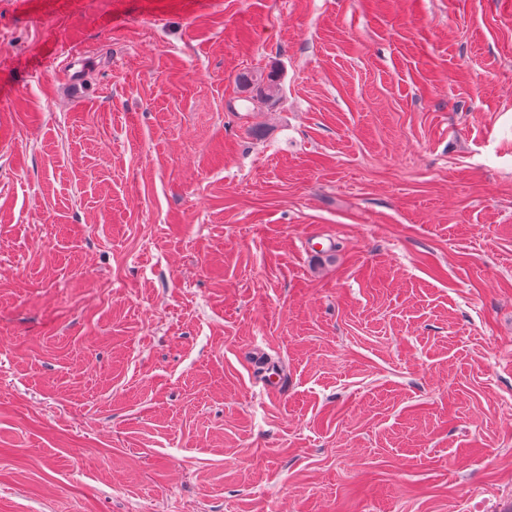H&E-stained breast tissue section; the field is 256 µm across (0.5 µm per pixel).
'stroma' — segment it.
<instances>
[{
    "label": "stroma",
    "instance_id": "obj_1",
    "mask_svg": "<svg viewBox=\"0 0 512 512\" xmlns=\"http://www.w3.org/2000/svg\"><path fill=\"white\" fill-rule=\"evenodd\" d=\"M0 512H512V0H0ZM240 84L244 90L255 91V95L249 97L251 101L267 103L274 98V92L278 89V75L274 70L268 73L263 71L245 73L240 78Z\"/></svg>",
    "mask_w": 512,
    "mask_h": 512
}]
</instances>
